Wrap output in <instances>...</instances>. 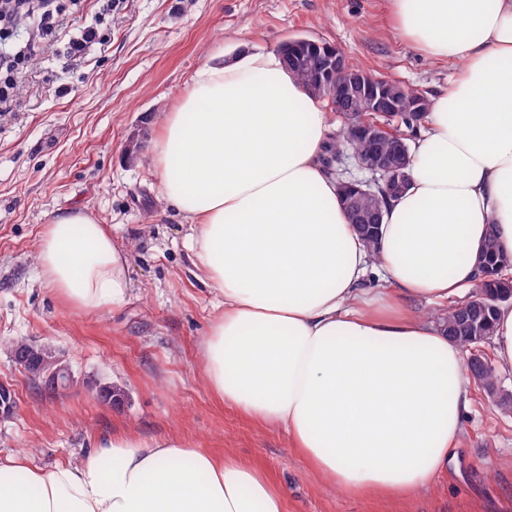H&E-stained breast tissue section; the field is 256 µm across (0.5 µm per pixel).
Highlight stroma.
I'll return each instance as SVG.
<instances>
[{
  "mask_svg": "<svg viewBox=\"0 0 512 512\" xmlns=\"http://www.w3.org/2000/svg\"><path fill=\"white\" fill-rule=\"evenodd\" d=\"M104 44L64 58L63 42L21 29L30 59L0 114V340L55 350L71 387L45 394L0 350V384L16 406L0 418V456L43 471L78 462L101 436H180L263 469L287 512H512V407L470 387L471 407L448 470L401 502L327 487L286 434L216 401L199 345L223 308L190 272L188 232L160 199L150 162L161 114L216 51H269L294 37L341 49L349 64L432 95L462 68L426 59L394 29L390 0H115ZM88 207L130 252L132 288L118 310L63 309L36 276L38 239L59 213ZM122 391L95 398V382Z\"/></svg>",
  "mask_w": 512,
  "mask_h": 512,
  "instance_id": "35a3bbf8",
  "label": "stroma"
}]
</instances>
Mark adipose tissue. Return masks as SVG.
Listing matches in <instances>:
<instances>
[{
	"label": "adipose tissue",
	"instance_id": "obj_1",
	"mask_svg": "<svg viewBox=\"0 0 512 512\" xmlns=\"http://www.w3.org/2000/svg\"><path fill=\"white\" fill-rule=\"evenodd\" d=\"M391 9L402 37L463 70L429 100L376 250L322 162L330 114L278 52L211 55L163 113L151 166L189 226L192 267L224 299L200 344L213 395L285 432L329 487L403 499L447 471L470 406L459 344L415 304L477 288L488 236L512 256V0ZM129 261L75 208L41 233L37 277L94 313L127 302ZM0 512H286V492L180 437L119 431L47 473L0 458Z\"/></svg>",
	"mask_w": 512,
	"mask_h": 512
}]
</instances>
